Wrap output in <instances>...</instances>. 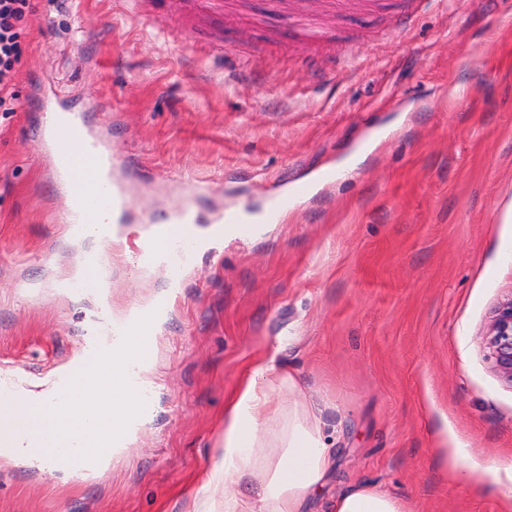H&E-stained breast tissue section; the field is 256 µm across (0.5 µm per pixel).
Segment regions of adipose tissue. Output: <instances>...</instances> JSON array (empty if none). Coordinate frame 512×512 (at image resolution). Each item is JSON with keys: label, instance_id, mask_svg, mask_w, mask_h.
Wrapping results in <instances>:
<instances>
[{"label": "adipose tissue", "instance_id": "obj_1", "mask_svg": "<svg viewBox=\"0 0 512 512\" xmlns=\"http://www.w3.org/2000/svg\"><path fill=\"white\" fill-rule=\"evenodd\" d=\"M297 377L257 357L224 408L221 456L205 490L224 512H304L335 461L320 408L299 402ZM330 512H411L400 496L363 485L337 496Z\"/></svg>", "mask_w": 512, "mask_h": 512}]
</instances>
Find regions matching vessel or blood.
Returning <instances> with one entry per match:
<instances>
[{
	"mask_svg": "<svg viewBox=\"0 0 512 512\" xmlns=\"http://www.w3.org/2000/svg\"><path fill=\"white\" fill-rule=\"evenodd\" d=\"M50 156L55 173L67 180L71 207L69 224L74 236L97 234L109 240L115 225L129 222L133 202L123 181L112 176V152L92 133L80 115L71 118L50 134ZM334 173L319 172L315 178L293 185L291 190H279L267 201L265 223L274 224L284 206L313 193L316 186L329 182ZM145 233L128 255L129 265L136 275H143L156 267L167 269L171 286H178L184 269L197 251L195 225H212L215 234H223L225 225H233L237 236L249 237L254 233L242 208L219 207L209 214H200L190 199L183 198L170 205L162 215L144 217ZM83 273L76 282L77 291L92 290L100 285V272L105 262L99 256L82 260ZM170 297L158 295L146 307L137 308L132 315L119 322H104L101 333L112 342L105 349L94 343L86 348L98 361V368L82 372H66L55 379L52 394L36 405L34 414L18 413L7 426L0 428V447L32 446L44 449L46 467L71 473L89 474L94 462L86 454L90 448H108L119 444L120 438L112 426L111 410L102 408L100 395L104 383H113L122 390H148L147 381L137 366L123 362L131 337L155 336L158 318L168 312ZM28 385L17 376H0V405L7 406L26 396ZM83 399L86 406L79 426H72L69 397ZM53 416L59 424L69 426L65 441L53 435H35V413Z\"/></svg>",
	"mask_w": 512,
	"mask_h": 512,
	"instance_id": "1",
	"label": "vessel or blood"
}]
</instances>
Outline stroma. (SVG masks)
I'll return each mask as SVG.
<instances>
[{
    "instance_id": "obj_1",
    "label": "stroma",
    "mask_w": 512,
    "mask_h": 512,
    "mask_svg": "<svg viewBox=\"0 0 512 512\" xmlns=\"http://www.w3.org/2000/svg\"><path fill=\"white\" fill-rule=\"evenodd\" d=\"M15 112L0 111V364L29 384L75 357L96 306L54 288L79 243L43 126L105 129L138 210L173 182L258 211L335 168L282 223L200 252L179 288L112 242V315L172 292L147 367L153 411L91 479L0 458V512H195L224 407L253 359L294 373L336 464L310 512L363 484L412 512H500L464 467L512 463V388L484 356L512 294V0H33ZM27 292H20L19 284Z\"/></svg>"
}]
</instances>
